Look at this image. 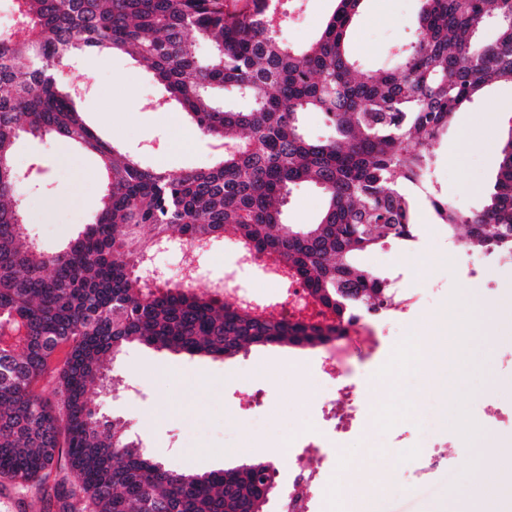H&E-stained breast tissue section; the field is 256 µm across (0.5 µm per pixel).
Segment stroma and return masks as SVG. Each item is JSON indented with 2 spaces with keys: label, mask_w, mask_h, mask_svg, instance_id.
<instances>
[{
  "label": "stroma",
  "mask_w": 512,
  "mask_h": 512,
  "mask_svg": "<svg viewBox=\"0 0 512 512\" xmlns=\"http://www.w3.org/2000/svg\"><path fill=\"white\" fill-rule=\"evenodd\" d=\"M334 8L333 0H288L281 38L304 47L319 35ZM421 0H365L348 35L351 54L363 67H394L401 46L415 41ZM85 86L80 109L86 123L105 141L138 157L143 166L178 172L211 165L223 152L205 139L186 113L174 106L143 110L161 88L144 64L119 53L77 54L65 74ZM512 127V87H492L459 109L448 129L429 148L432 192L458 206L462 214L487 203L501 162V147ZM21 175L17 195L32 222L30 233L47 253L58 250L90 221L105 184L92 154L58 139H24L13 152ZM325 204L322 192L309 184L296 186L288 198L285 221L308 224ZM448 229L440 224L426 197H419L413 241L385 243L358 256L359 264L391 277L401 276L419 296L409 323H394L378 344L365 337L346 339L349 382L372 391L384 412L411 415L427 402L439 415L438 431L465 418L471 430L453 435L451 450L460 469L456 478L439 474L417 482L401 456L382 463L385 490L380 512H435L448 504V488L470 482L466 469L484 448L512 453V433L494 435L491 408L512 406V268L486 252V278L491 288H476L465 274L466 262L447 250ZM204 277L196 287L211 291L223 285L238 289L252 303L280 312L285 287L268 280L263 267L241 263L233 233L193 253ZM483 307L480 324L468 321L473 307ZM454 326L447 342L456 361L439 365L440 374L462 371L460 381L437 384L421 380L416 370L399 378L397 390L386 379L411 358L406 342L439 335L437 317ZM327 349L258 346L227 360L176 354L133 343L111 363L120 386L111 392L92 390L91 398L107 415L127 422L130 433L165 467L194 473L271 462L277 487H284L287 461L276 440L282 431L309 414L312 371ZM252 433L237 444L244 427ZM0 512H61L52 487L36 489L0 481Z\"/></svg>",
  "instance_id": "1"
}]
</instances>
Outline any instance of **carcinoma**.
Wrapping results in <instances>:
<instances>
[{
    "mask_svg": "<svg viewBox=\"0 0 512 512\" xmlns=\"http://www.w3.org/2000/svg\"><path fill=\"white\" fill-rule=\"evenodd\" d=\"M280 0H13L0 35V479L81 495L82 512H264L276 467L177 472L153 460L128 426L106 420L92 386L115 389L107 361L130 343L224 360L252 346H323L346 333L353 307L390 302L387 278L357 256L414 239L416 195L464 244L512 250V128L484 208L463 215L426 191L422 146L494 84L512 85V0H422L419 37L389 72L363 69L347 33L363 0H334L318 38L284 43ZM490 24L491 44L479 42ZM209 45L202 57L198 45ZM121 51L146 63L200 133L228 147L213 165L145 168L85 122L77 86L57 75L73 54ZM322 112L334 134L302 130ZM56 137L97 155L106 186L91 222L43 252L15 196L16 140ZM312 183L326 207L310 224L283 221L293 186ZM152 236L144 239L139 230ZM233 229L240 253L301 282L316 322L274 317L221 292L151 286L138 256L178 234L202 249ZM68 353L51 367L56 350ZM55 373L54 397L37 384Z\"/></svg>",
    "mask_w": 512,
    "mask_h": 512,
    "instance_id": "1",
    "label": "carcinoma"
}]
</instances>
